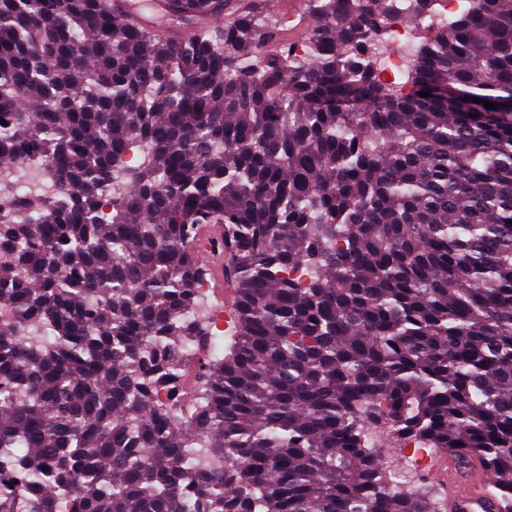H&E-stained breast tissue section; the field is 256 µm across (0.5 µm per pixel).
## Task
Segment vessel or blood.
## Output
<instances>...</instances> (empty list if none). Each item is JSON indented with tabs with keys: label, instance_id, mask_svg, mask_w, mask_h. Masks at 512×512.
Here are the masks:
<instances>
[{
	"label": "vessel or blood",
	"instance_id": "b4317fda",
	"mask_svg": "<svg viewBox=\"0 0 512 512\" xmlns=\"http://www.w3.org/2000/svg\"><path fill=\"white\" fill-rule=\"evenodd\" d=\"M199 256L210 272L216 288L224 286V245L222 227L203 225L199 232ZM443 479L448 484V512H494L496 504L486 493L489 474L478 463L458 468L454 459H446Z\"/></svg>",
	"mask_w": 512,
	"mask_h": 512
}]
</instances>
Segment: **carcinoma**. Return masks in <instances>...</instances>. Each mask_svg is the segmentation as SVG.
Wrapping results in <instances>:
<instances>
[{"label":"carcinoma","mask_w":512,"mask_h":512,"mask_svg":"<svg viewBox=\"0 0 512 512\" xmlns=\"http://www.w3.org/2000/svg\"><path fill=\"white\" fill-rule=\"evenodd\" d=\"M436 2L306 0L290 61L238 0H160L183 37L0 0V165L52 182L0 195V512H443L409 443L512 512V0L382 80L370 47ZM203 224L236 320L183 420L152 392L208 344ZM199 256L210 269L211 278L220 291V298L215 292L216 299L224 304V245L222 226L220 224H204L199 232Z\"/></svg>","instance_id":"cac0c4a2"}]
</instances>
